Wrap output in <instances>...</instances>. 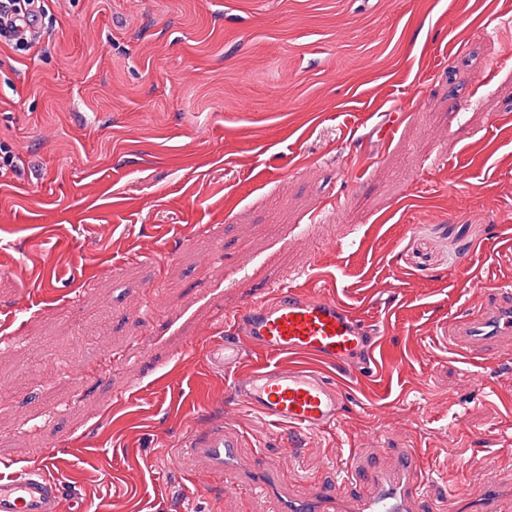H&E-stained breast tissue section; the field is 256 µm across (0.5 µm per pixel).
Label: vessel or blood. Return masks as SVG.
I'll list each match as a JSON object with an SVG mask.
<instances>
[{
    "label": "vessel or blood",
    "mask_w": 512,
    "mask_h": 512,
    "mask_svg": "<svg viewBox=\"0 0 512 512\" xmlns=\"http://www.w3.org/2000/svg\"><path fill=\"white\" fill-rule=\"evenodd\" d=\"M226 324L230 336L209 344L205 354L213 364L231 371L234 399L271 423L288 425L290 462L255 468L241 453L244 435L221 415L186 435L180 461L189 477H206L230 493L250 491L271 500L275 512H422V480L414 448L404 449L388 465L364 462L355 472L370 487L362 497L342 499L332 482H312L302 496L289 491L291 461L302 453L305 433L334 426L343 405L326 366H336L348 377L360 372L354 358L365 348L363 319L334 298L282 285L267 298L227 315ZM448 341L468 363L488 356L511 359L512 288L494 287L466 314L454 318ZM253 348L265 356V363L238 372ZM59 500L60 486L45 471L0 472V512H58ZM479 509L512 512V494L487 486Z\"/></svg>",
    "instance_id": "1"
}]
</instances>
